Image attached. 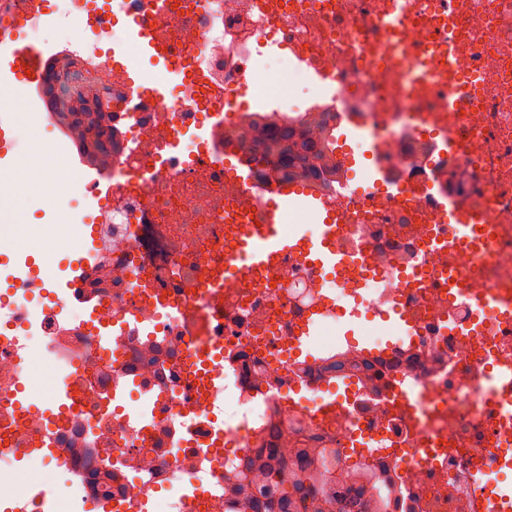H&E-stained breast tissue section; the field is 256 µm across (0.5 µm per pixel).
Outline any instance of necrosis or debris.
Masks as SVG:
<instances>
[{"label":"necrosis or debris","mask_w":512,"mask_h":512,"mask_svg":"<svg viewBox=\"0 0 512 512\" xmlns=\"http://www.w3.org/2000/svg\"><path fill=\"white\" fill-rule=\"evenodd\" d=\"M442 2L411 0L393 39L379 26L390 0H59L101 37L71 70L89 107L110 110L84 163L112 193L92 223L43 227L90 236L92 306L35 272L0 295V447L45 455L47 468L25 473L39 503L237 512L229 485L249 481L247 459L270 448L292 462L317 446L323 491L358 512H512L482 482L512 464V0H456L449 31L434 26ZM130 13L181 73L166 98L102 62ZM270 44L285 61L276 70ZM416 59L432 64L430 83L412 81ZM469 79L477 103L449 113V90ZM303 81L311 94L289 103ZM348 115L391 183L344 178L335 132ZM271 122L326 145L330 173L305 185L334 205V244L351 259L335 288L297 255L250 288L224 267L235 226L264 222L282 183L252 145ZM193 128L205 136L185 138ZM450 192L462 213H489L487 231L449 223L435 198ZM350 311L402 323L384 338L337 337ZM304 328L315 355L295 344ZM35 351L77 385L49 415L18 399Z\"/></svg>","instance_id":"necrosis-or-debris-1"}]
</instances>
